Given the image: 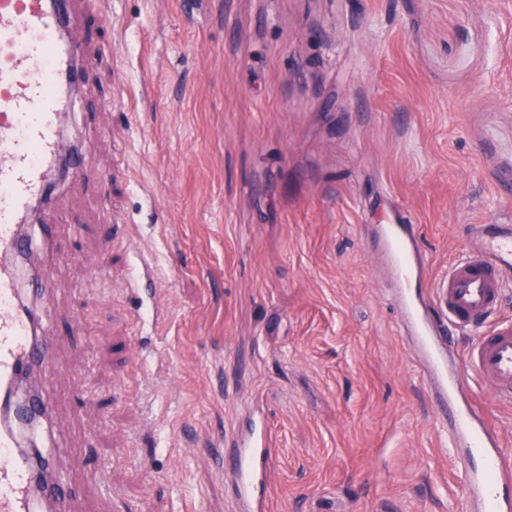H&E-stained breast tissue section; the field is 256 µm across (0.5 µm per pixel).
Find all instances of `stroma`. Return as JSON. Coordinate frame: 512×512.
I'll return each instance as SVG.
<instances>
[{
	"instance_id": "1",
	"label": "stroma",
	"mask_w": 512,
	"mask_h": 512,
	"mask_svg": "<svg viewBox=\"0 0 512 512\" xmlns=\"http://www.w3.org/2000/svg\"><path fill=\"white\" fill-rule=\"evenodd\" d=\"M71 36L84 168L29 300L69 512H240L219 454L256 416L268 512H461L364 227L415 224L434 284L512 220V0H76Z\"/></svg>"
}]
</instances>
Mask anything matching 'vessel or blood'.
Returning <instances> with one entry per match:
<instances>
[{"instance_id":"b4317fda","label":"vessel or blood","mask_w":512,"mask_h":512,"mask_svg":"<svg viewBox=\"0 0 512 512\" xmlns=\"http://www.w3.org/2000/svg\"><path fill=\"white\" fill-rule=\"evenodd\" d=\"M73 2L0 0V398L14 391L23 372L52 355L35 319L18 304L15 283L25 248L19 227L33 204L45 201L49 168L63 151L61 87L83 78L81 47L68 34ZM371 232L402 291V320L448 428L451 458L461 467L463 512H512V462L468 385L472 377L490 381L497 399L512 403V319L499 315L512 291V224L474 225L470 251L449 268L429 304L414 225L382 224ZM456 335L471 339L463 370L448 362ZM273 446L262 430L224 451L247 512L267 508L260 489ZM42 465L46 477L33 485L29 461L16 451L11 433L0 430V512H38L43 503L58 508L72 496V488L55 478L60 461L47 458Z\"/></svg>"}]
</instances>
